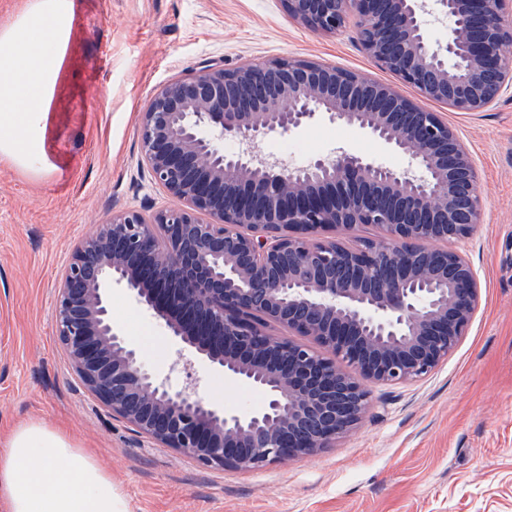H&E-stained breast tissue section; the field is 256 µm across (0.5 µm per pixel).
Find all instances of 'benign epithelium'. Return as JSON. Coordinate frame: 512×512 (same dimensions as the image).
<instances>
[{
  "instance_id": "benign-epithelium-1",
  "label": "benign epithelium",
  "mask_w": 512,
  "mask_h": 512,
  "mask_svg": "<svg viewBox=\"0 0 512 512\" xmlns=\"http://www.w3.org/2000/svg\"><path fill=\"white\" fill-rule=\"evenodd\" d=\"M288 18L334 33L350 12L379 68L420 98L483 112L512 83V0H280ZM448 20L432 40L427 17ZM317 116L355 125L408 159L392 169L340 152L285 168L255 144ZM143 162L178 205L129 211L73 247L55 307L59 343L88 393L120 419L199 464L259 470L312 455L368 413L362 381L428 375L465 335L480 286L459 253L477 174L455 130L393 87L330 63L205 64L170 79L140 112ZM241 146L224 152V141ZM371 224L356 248L321 238ZM126 288L170 336L262 391L259 411L211 405L192 360L174 388L112 322L106 288ZM307 336L277 339L268 327Z\"/></svg>"
}]
</instances>
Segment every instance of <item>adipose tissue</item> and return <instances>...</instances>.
<instances>
[{"instance_id":"1","label":"adipose tissue","mask_w":512,"mask_h":512,"mask_svg":"<svg viewBox=\"0 0 512 512\" xmlns=\"http://www.w3.org/2000/svg\"><path fill=\"white\" fill-rule=\"evenodd\" d=\"M69 0H36V26L0 32V156L32 165L62 76ZM0 502L7 512H130L110 472L65 434L30 421L0 439Z\"/></svg>"}]
</instances>
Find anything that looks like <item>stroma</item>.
Returning <instances> with one entry per match:
<instances>
[{
	"instance_id": "stroma-1",
	"label": "stroma",
	"mask_w": 512,
	"mask_h": 512,
	"mask_svg": "<svg viewBox=\"0 0 512 512\" xmlns=\"http://www.w3.org/2000/svg\"><path fill=\"white\" fill-rule=\"evenodd\" d=\"M66 82L32 170L0 163V435L32 420L93 449L132 512H512V86L484 112L427 102L472 157L481 196L472 235L452 243L477 274L480 302L456 350L425 378L368 383L354 433L312 456L257 471L205 467L139 434L83 386L55 329L58 283L74 244L100 222L176 201L141 163L138 117L169 79L205 63L299 58L414 88L362 51L357 19L332 34L291 20L279 0H71ZM285 141L308 157L346 151L390 168L406 157L345 123L316 120ZM112 319L172 386L178 343L124 289ZM196 369L215 407L249 412L264 395Z\"/></svg>"
}]
</instances>
